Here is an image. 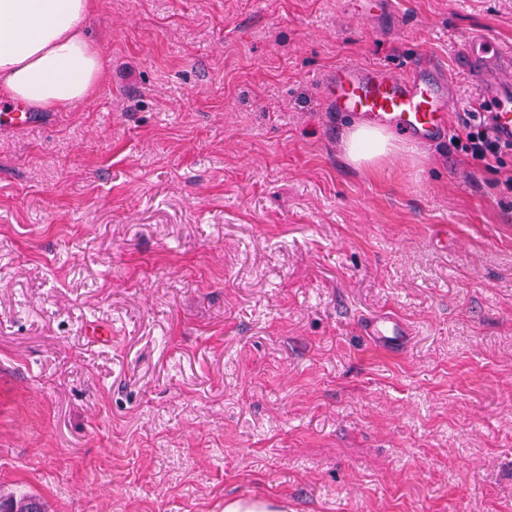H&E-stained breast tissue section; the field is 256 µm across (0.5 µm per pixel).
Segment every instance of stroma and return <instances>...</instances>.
<instances>
[{
  "mask_svg": "<svg viewBox=\"0 0 512 512\" xmlns=\"http://www.w3.org/2000/svg\"><path fill=\"white\" fill-rule=\"evenodd\" d=\"M399 2L378 31L338 0H94L91 99L0 129V495L512 512V157L355 164L321 92L345 59L456 68L464 29L512 47V0ZM363 332L374 341L390 348L407 342L411 336L408 326L392 314H380L363 321Z\"/></svg>",
  "mask_w": 512,
  "mask_h": 512,
  "instance_id": "obj_1",
  "label": "stroma"
}]
</instances>
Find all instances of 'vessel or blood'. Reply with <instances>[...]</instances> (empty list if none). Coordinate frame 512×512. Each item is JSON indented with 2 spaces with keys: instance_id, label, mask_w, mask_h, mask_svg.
I'll use <instances>...</instances> for the list:
<instances>
[{
  "instance_id": "1",
  "label": "vessel or blood",
  "mask_w": 512,
  "mask_h": 512,
  "mask_svg": "<svg viewBox=\"0 0 512 512\" xmlns=\"http://www.w3.org/2000/svg\"><path fill=\"white\" fill-rule=\"evenodd\" d=\"M344 5L351 19L369 25L395 14L397 0H345ZM460 43L496 135L512 144V53L486 35H465ZM322 88L328 111L364 124L429 145L452 133L448 115L457 108V78L428 53H417L400 67L344 60L325 74ZM362 328L390 348L410 335L404 322L386 313L366 318Z\"/></svg>"
}]
</instances>
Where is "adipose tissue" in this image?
<instances>
[{
  "label": "adipose tissue",
  "mask_w": 512,
  "mask_h": 512,
  "mask_svg": "<svg viewBox=\"0 0 512 512\" xmlns=\"http://www.w3.org/2000/svg\"><path fill=\"white\" fill-rule=\"evenodd\" d=\"M93 0H0V94L18 105L59 109L88 99L103 76L85 34ZM397 149L388 132L353 127V163L374 164Z\"/></svg>",
  "instance_id": "obj_1"
}]
</instances>
